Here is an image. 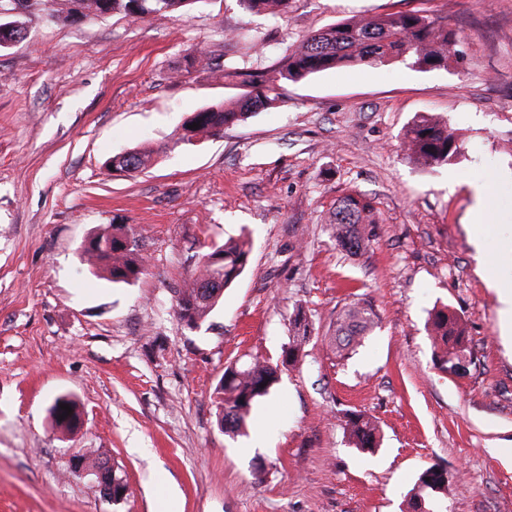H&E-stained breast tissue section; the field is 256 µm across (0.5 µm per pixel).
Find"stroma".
I'll return each mask as SVG.
<instances>
[{
  "label": "stroma",
  "mask_w": 512,
  "mask_h": 512,
  "mask_svg": "<svg viewBox=\"0 0 512 512\" xmlns=\"http://www.w3.org/2000/svg\"><path fill=\"white\" fill-rule=\"evenodd\" d=\"M30 0L27 36L0 49V512H401L420 470H448V512H512V343L499 288L512 289V0H293L283 16L237 0L135 20L53 21ZM421 8L457 30L460 63L342 67L283 85L284 104L196 148L193 112L232 100L229 65L268 66L353 15ZM198 53L195 65L186 57ZM447 120L463 142L429 169L404 151L411 122ZM146 150L128 175L112 156ZM368 198L370 248L350 256L327 228L338 201ZM486 218L488 230L475 226ZM133 228L146 260L130 286L92 276L91 233ZM248 237L250 264L208 325L175 313L193 244ZM378 314L361 346H328L346 303ZM464 320L473 363L434 364L429 311ZM303 306L314 327L243 436L224 437L211 394L225 366L275 360ZM81 404L65 435L48 409ZM375 418L365 455L339 425ZM101 453L132 493L102 499L71 473Z\"/></svg>",
  "instance_id": "1"
}]
</instances>
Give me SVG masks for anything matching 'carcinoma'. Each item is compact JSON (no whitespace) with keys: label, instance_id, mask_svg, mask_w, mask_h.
Segmentation results:
<instances>
[{"label":"carcinoma","instance_id":"carcinoma-1","mask_svg":"<svg viewBox=\"0 0 512 512\" xmlns=\"http://www.w3.org/2000/svg\"><path fill=\"white\" fill-rule=\"evenodd\" d=\"M67 15L102 16L114 11L140 19L161 10H189L200 0H65ZM290 0H238L249 14L284 15ZM458 33L448 23L426 14L424 10L389 13L379 17L351 16L300 41L269 67L235 66L224 70V77L247 87L242 96L230 104L211 105L192 114L179 141L192 139L202 143L224 128L244 122L261 110L277 108L283 103L280 88L287 82H300L316 74L340 67L359 65L385 66L404 64L419 71L448 69V63L460 60L451 53L457 47ZM198 123L196 129L189 125ZM407 156L424 167L448 165L461 152V144L448 123L433 117L414 119L405 133ZM151 154L132 150L125 156L112 157V170L143 171L151 164ZM373 223V208L361 195L350 193L336 205L329 224L336 247L355 256L367 251L371 239L366 225ZM133 235L126 224H113L110 229L91 235L80 257L89 271L115 284H133L145 269L138 247L125 248L121 241ZM203 252L183 287L176 291L177 315L190 330L205 325L230 287L247 269L250 247L244 240L204 242ZM375 323V313L367 304L354 303L339 316L330 347L340 358L361 345ZM433 358L438 368L451 375L467 373L471 352L467 345L466 327L459 314L444 305L428 317ZM312 341L310 321L302 308H297L290 321L288 344L282 351V363L297 365ZM279 364L258 358L231 363L214 389L217 424L229 437L245 426L254 407L266 399L278 381ZM67 404L71 413L60 408ZM54 426L71 432L77 428L78 404L66 395L57 397L50 408ZM342 425L354 447L371 450L379 445L380 430L363 413L349 411ZM448 471L438 464L425 467L407 494L404 512H448Z\"/></svg>","mask_w":512,"mask_h":512}]
</instances>
